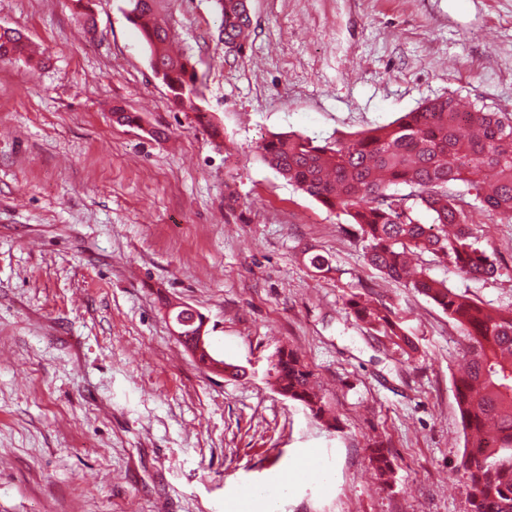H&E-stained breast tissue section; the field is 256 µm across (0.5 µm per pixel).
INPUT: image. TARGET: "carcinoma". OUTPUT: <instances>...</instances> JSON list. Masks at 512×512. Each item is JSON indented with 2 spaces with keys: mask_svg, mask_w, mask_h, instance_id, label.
<instances>
[{
  "mask_svg": "<svg viewBox=\"0 0 512 512\" xmlns=\"http://www.w3.org/2000/svg\"><path fill=\"white\" fill-rule=\"evenodd\" d=\"M128 2L126 18L140 31L152 61L162 67L161 81L173 103L199 112L211 136L221 138L223 129L199 111L195 60L169 51L163 0ZM214 2L220 41L229 51H240L251 32L249 0ZM26 49L19 30L0 28L1 62ZM258 151L283 178L348 216L364 242L368 265L432 300L461 329L459 357L465 369L454 385L465 438L461 470L468 512H512V309H488L413 265L431 254L473 279L498 272L497 258L478 246L467 222L469 202L448 194V184L464 183L480 208L512 220V117L482 108L462 112L454 98L441 97L354 139L273 134L262 139ZM399 185L410 193L398 194ZM410 200L432 212L434 224L415 222ZM349 303L359 321L384 329L405 352L417 350L391 308L355 296ZM271 371L281 396L325 418L326 403L313 389V374L297 352L277 349ZM472 448L487 452L475 454ZM369 463L379 482L389 484L393 463L383 443L372 444Z\"/></svg>",
  "mask_w": 512,
  "mask_h": 512,
  "instance_id": "obj_1",
  "label": "carcinoma"
}]
</instances>
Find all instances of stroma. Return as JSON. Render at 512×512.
<instances>
[{"instance_id":"1","label":"stroma","mask_w":512,"mask_h":512,"mask_svg":"<svg viewBox=\"0 0 512 512\" xmlns=\"http://www.w3.org/2000/svg\"><path fill=\"white\" fill-rule=\"evenodd\" d=\"M91 8L90 34L74 0H0V27L34 50L0 62V512H229L256 488L275 512H467L459 329L367 266L345 216L255 147L353 133L448 94L512 113V0H251L235 55L212 0H165L174 50L198 63L195 112L155 77L127 0ZM116 106L139 123L114 122ZM468 213L497 275L423 264L512 308V223ZM355 295L390 306L419 353L356 320ZM175 301L245 376L184 348ZM282 346L313 369L335 426L268 380ZM375 440L391 453L386 486L368 466ZM180 311L191 313L193 315V319L192 320L183 319L184 314L179 318H175V316ZM171 314H173V319L171 317H169V318H170V321L173 323L172 331H173V334L177 337V339L184 340L186 338V336H185L186 332L184 331L185 326L194 324L195 322H198L199 318H201L202 319L201 327L199 329H197V331L194 333V336H190V337L193 338V340L197 346L205 347V345L207 343H210L209 336H205L206 335V320L202 314L185 306L182 303L171 304L169 311H168V315H171ZM196 345H195V348H197Z\"/></svg>"}]
</instances>
